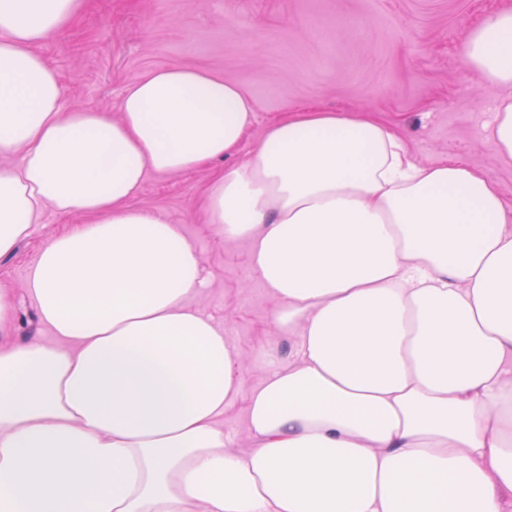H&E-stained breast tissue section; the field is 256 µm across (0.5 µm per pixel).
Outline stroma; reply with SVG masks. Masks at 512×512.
I'll use <instances>...</instances> for the list:
<instances>
[{
  "label": "stroma",
  "mask_w": 512,
  "mask_h": 512,
  "mask_svg": "<svg viewBox=\"0 0 512 512\" xmlns=\"http://www.w3.org/2000/svg\"><path fill=\"white\" fill-rule=\"evenodd\" d=\"M512 0H86L60 38L38 46L58 72L65 96L118 114L126 86L165 67L203 69L246 89L254 119L224 161L185 173L147 172L136 207L179 225L197 251L204 284L192 303L221 323L236 349L240 392L224 410L229 448L247 452L248 399L264 380L256 354L272 348L279 365L295 358L294 337L272 320L280 302L250 262V245L227 240L206 223L208 185L225 167L247 160L266 130L297 108L362 107L393 127L421 165L440 157L465 161L500 184L512 203V164L503 162L488 128L501 88L479 84L463 61L469 30ZM45 208L30 235L0 257V289L9 294L15 341L54 343L26 290L49 238L85 223Z\"/></svg>",
  "instance_id": "1"
}]
</instances>
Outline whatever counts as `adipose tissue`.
<instances>
[{
    "label": "adipose tissue",
    "mask_w": 512,
    "mask_h": 512,
    "mask_svg": "<svg viewBox=\"0 0 512 512\" xmlns=\"http://www.w3.org/2000/svg\"><path fill=\"white\" fill-rule=\"evenodd\" d=\"M86 0H0V257L45 206L88 223L41 247L28 288L58 341L0 342V512H512V208L477 167L417 164L367 111L297 109L205 194L251 244L297 337L247 407L178 225L134 207L147 171L224 159L253 121L239 85L190 67L125 89L119 117L67 105L36 48ZM464 58L503 95L512 162V6Z\"/></svg>",
    "instance_id": "ef3b65f1"
}]
</instances>
